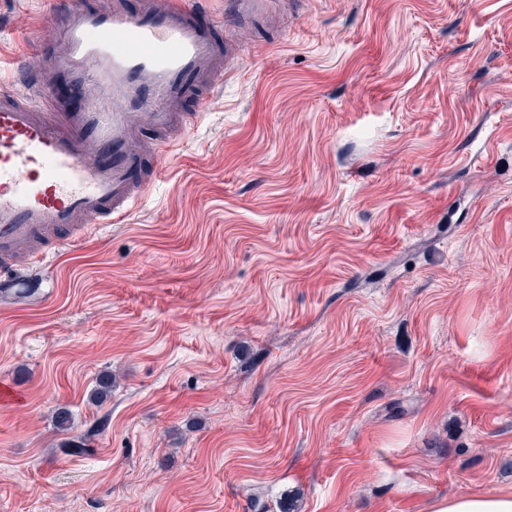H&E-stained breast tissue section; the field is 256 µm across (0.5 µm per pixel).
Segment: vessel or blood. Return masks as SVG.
Instances as JSON below:
<instances>
[{"mask_svg": "<svg viewBox=\"0 0 512 512\" xmlns=\"http://www.w3.org/2000/svg\"><path fill=\"white\" fill-rule=\"evenodd\" d=\"M201 9V0H141L136 14L62 11L61 47L29 84L63 79L85 106L57 114L0 97V284L83 241L90 225L129 216L151 184L133 171L147 153L168 157L171 139L195 121L183 109L190 88L207 94L233 60L200 23ZM142 129L162 136L152 151Z\"/></svg>", "mask_w": 512, "mask_h": 512, "instance_id": "b4317fda", "label": "vessel or blood"}]
</instances>
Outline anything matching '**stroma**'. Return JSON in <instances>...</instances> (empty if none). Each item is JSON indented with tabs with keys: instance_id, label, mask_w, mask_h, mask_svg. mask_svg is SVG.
Returning a JSON list of instances; mask_svg holds the SVG:
<instances>
[{
	"instance_id": "1",
	"label": "stroma",
	"mask_w": 512,
	"mask_h": 512,
	"mask_svg": "<svg viewBox=\"0 0 512 512\" xmlns=\"http://www.w3.org/2000/svg\"><path fill=\"white\" fill-rule=\"evenodd\" d=\"M60 43L0 0V92ZM185 109L125 223L0 290V512L512 492V0H272Z\"/></svg>"
}]
</instances>
